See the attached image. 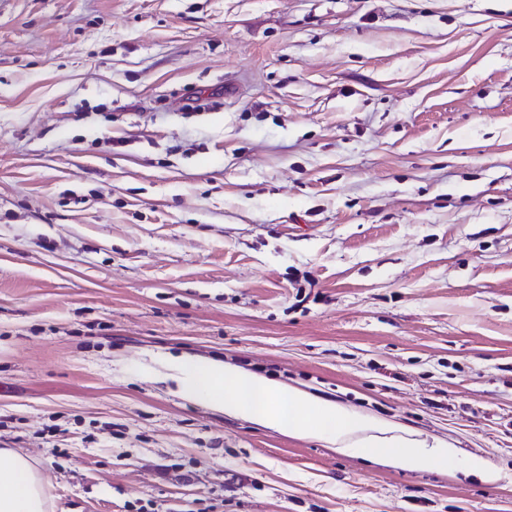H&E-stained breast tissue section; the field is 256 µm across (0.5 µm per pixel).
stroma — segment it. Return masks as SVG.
<instances>
[{"instance_id": "stroma-1", "label": "stroma", "mask_w": 512, "mask_h": 512, "mask_svg": "<svg viewBox=\"0 0 512 512\" xmlns=\"http://www.w3.org/2000/svg\"><path fill=\"white\" fill-rule=\"evenodd\" d=\"M183 355L457 455L225 415ZM0 448L51 512H512V0H0Z\"/></svg>"}]
</instances>
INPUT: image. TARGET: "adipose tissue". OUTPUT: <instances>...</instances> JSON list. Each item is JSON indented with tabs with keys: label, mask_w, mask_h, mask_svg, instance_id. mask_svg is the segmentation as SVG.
Here are the masks:
<instances>
[{
	"label": "adipose tissue",
	"mask_w": 512,
	"mask_h": 512,
	"mask_svg": "<svg viewBox=\"0 0 512 512\" xmlns=\"http://www.w3.org/2000/svg\"><path fill=\"white\" fill-rule=\"evenodd\" d=\"M181 391L224 413L299 437L316 436L341 452L410 471L447 467L450 444L427 442L380 419L220 362L173 359ZM48 483L26 456L0 448V512H49Z\"/></svg>",
	"instance_id": "ef3b65f1"
}]
</instances>
